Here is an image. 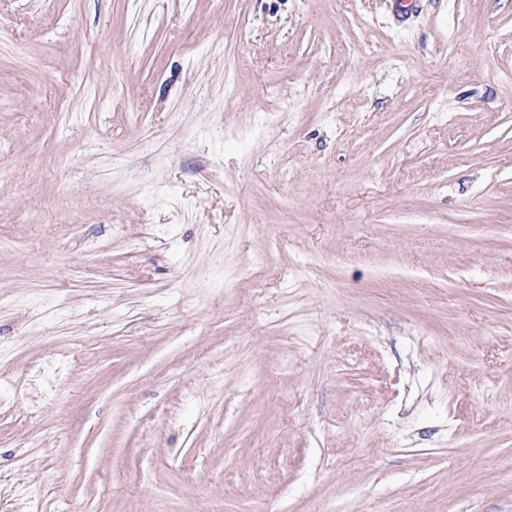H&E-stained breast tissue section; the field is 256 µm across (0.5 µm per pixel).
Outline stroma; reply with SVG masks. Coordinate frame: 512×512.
Masks as SVG:
<instances>
[{"label":"stroma","mask_w":512,"mask_h":512,"mask_svg":"<svg viewBox=\"0 0 512 512\" xmlns=\"http://www.w3.org/2000/svg\"><path fill=\"white\" fill-rule=\"evenodd\" d=\"M0 0V512H512V0Z\"/></svg>","instance_id":"1"}]
</instances>
